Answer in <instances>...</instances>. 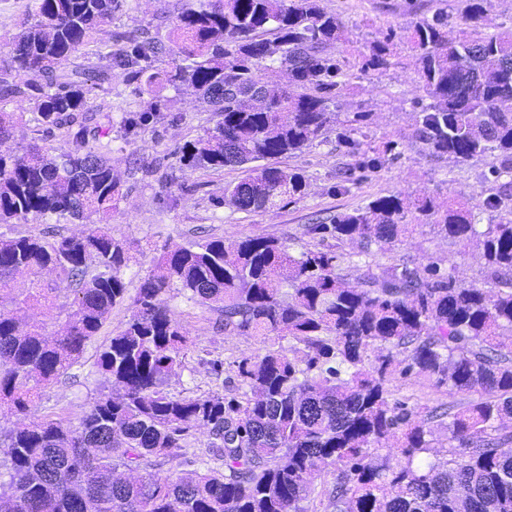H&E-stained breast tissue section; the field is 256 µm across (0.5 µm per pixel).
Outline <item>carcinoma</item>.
Returning a JSON list of instances; mask_svg holds the SVG:
<instances>
[{"instance_id":"1","label":"carcinoma","mask_w":512,"mask_h":512,"mask_svg":"<svg viewBox=\"0 0 512 512\" xmlns=\"http://www.w3.org/2000/svg\"><path fill=\"white\" fill-rule=\"evenodd\" d=\"M487 0H469L465 30L448 40V12L417 22L408 37L424 98L413 138L432 155L464 162L494 156L497 193L476 204L489 211L479 227L471 208L441 209L434 198L380 196L306 234L340 245L356 241V257L292 247L276 238L222 239L164 248L141 278L124 327L102 347L97 365L120 387L97 398L73 429L61 420L21 423L0 434V512H316L313 481L333 468L322 492L333 512H512V28L483 32ZM122 0H34L0 66V95L37 114L50 133L78 127L63 147L7 145L15 113L0 112V224L28 216L70 218L88 228L53 241L38 235L0 238V406L22 414L40 390L70 368L125 301L123 270L130 247L115 240L112 210L123 197L106 154L110 128L90 125L85 85L104 94L109 70L153 89H186L221 113L222 121L178 148L191 168L244 166L247 176L224 189L242 212L266 211L306 194L307 179L277 164L329 142L332 107L341 94L340 61L331 48L345 27L318 0H202L187 3L174 24L175 45L121 34L91 75L73 57ZM375 42L360 71L393 65L389 43ZM172 58L159 69L154 63ZM288 71L289 84L264 89L261 69ZM336 145L360 153L361 142L336 128ZM430 224L449 239L474 242L485 260L482 285L465 286L410 258L375 272L384 244ZM360 271L354 285L344 270ZM56 274L76 285L60 331L23 329L16 312L39 292L11 295L18 274L41 282ZM176 289L188 301L218 305L224 331L270 335L288 346L232 363L231 396L183 397L162 388L182 364L187 338L162 305ZM389 350L369 360V352ZM401 355L402 373L479 399L427 411L417 422L390 402L386 377ZM439 420L448 450L424 465ZM205 427L209 453L223 469H194L161 479L151 458L180 457L189 431ZM391 437L396 464L370 447Z\"/></svg>"}]
</instances>
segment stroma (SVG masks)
Segmentation results:
<instances>
[{
	"mask_svg": "<svg viewBox=\"0 0 512 512\" xmlns=\"http://www.w3.org/2000/svg\"><path fill=\"white\" fill-rule=\"evenodd\" d=\"M185 2L125 0L121 10L82 50L79 63L90 68L102 65L119 33L168 39L173 19ZM320 4L347 28V43L335 49L345 69L355 65V51L384 40L389 33L397 35L392 45L396 65L351 79L338 100L340 120L352 119L358 112L369 113L363 149L367 157L382 162L380 168L357 183L345 185L340 180L342 173L354 165V157L332 145L314 146L279 160L280 166L305 171L309 186L303 198L267 211H238L225 203L224 189L245 177V168L191 169L182 166L175 153L177 147L215 127L222 119L220 113L196 102L186 91L169 89L159 98L136 91L124 70L117 67L112 70L111 97H104L96 89L90 92L88 103L96 111V121L112 122V165L124 197L110 225L117 239L134 246L133 259L124 271L129 298L135 297L141 277L154 267L166 245L187 246L207 237L221 238L230 245L247 236H265L298 249L311 242L305 234L307 225L329 223L336 214L353 211L379 196L426 194L440 203L464 204L474 195L491 194L492 157L461 163L440 160L411 139L418 116L416 102L424 92L413 53L402 37L422 17L432 16L438 0H320ZM139 115L145 116V123L128 128L126 119ZM389 143L395 144V154L386 153ZM403 257L438 265L465 286L482 283L484 259L476 244L450 241L427 226L416 227L402 242L379 251L377 262L385 268ZM43 285L53 288L52 298L34 305L28 316L51 336L71 312L75 294L66 281L56 283L47 278ZM160 300L173 311L191 340L181 366L167 380L166 391L193 397L229 393L233 382L210 375L204 362L218 357L230 363L251 356L259 348L256 338L219 330L221 313L216 307L186 301L172 290L161 294ZM130 314L128 302L115 305L79 361L45 388L24 414L0 412V432L9 431L19 422L57 418L79 427L94 400L113 392L111 380L96 364V354L112 334L122 329ZM387 379L393 398L412 408L452 400L447 387L422 376L405 377L395 371Z\"/></svg>",
	"mask_w": 512,
	"mask_h": 512,
	"instance_id": "35a3bbf8",
	"label": "stroma"
}]
</instances>
